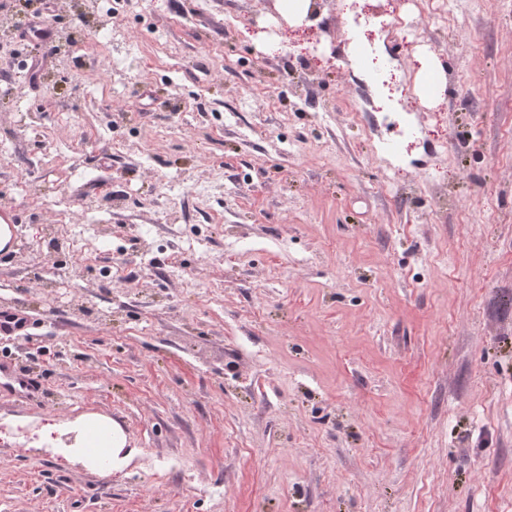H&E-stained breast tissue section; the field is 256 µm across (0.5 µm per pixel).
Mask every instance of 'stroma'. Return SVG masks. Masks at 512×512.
Returning a JSON list of instances; mask_svg holds the SVG:
<instances>
[{"mask_svg": "<svg viewBox=\"0 0 512 512\" xmlns=\"http://www.w3.org/2000/svg\"><path fill=\"white\" fill-rule=\"evenodd\" d=\"M349 5L54 0L65 52L0 51V354L43 381L0 389V512H512V0L380 33L385 106ZM65 201L95 261L48 245ZM84 414L129 464L34 448ZM28 325L27 316L20 310L2 307L0 310V331L5 335L23 330Z\"/></svg>", "mask_w": 512, "mask_h": 512, "instance_id": "1", "label": "stroma"}]
</instances>
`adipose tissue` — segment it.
<instances>
[{
    "instance_id": "ef3b65f1",
    "label": "adipose tissue",
    "mask_w": 512,
    "mask_h": 512,
    "mask_svg": "<svg viewBox=\"0 0 512 512\" xmlns=\"http://www.w3.org/2000/svg\"><path fill=\"white\" fill-rule=\"evenodd\" d=\"M41 446L95 471L104 463L112 469L120 468L134 455L133 449L126 446L122 430L110 418L95 414L54 424Z\"/></svg>"
}]
</instances>
